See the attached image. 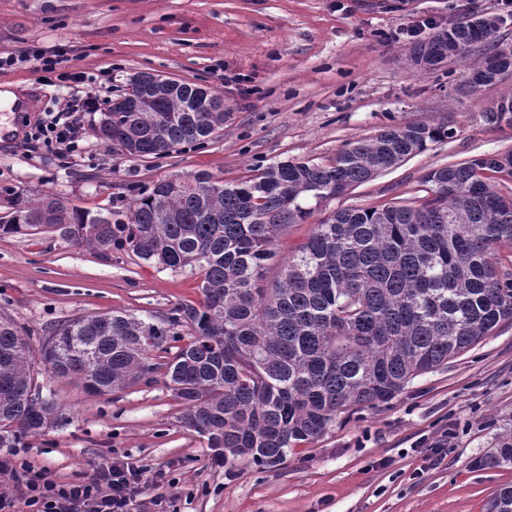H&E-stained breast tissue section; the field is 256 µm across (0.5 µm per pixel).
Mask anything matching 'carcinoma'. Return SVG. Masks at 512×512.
Returning a JSON list of instances; mask_svg holds the SVG:
<instances>
[{"mask_svg": "<svg viewBox=\"0 0 512 512\" xmlns=\"http://www.w3.org/2000/svg\"><path fill=\"white\" fill-rule=\"evenodd\" d=\"M495 37L459 19L409 52L438 66L466 47L460 59L474 74L485 63L475 48L498 49ZM197 89L174 80L146 104L131 87L112 100V128L101 138L138 158L207 141L226 112L194 109ZM455 134L449 121L413 122L351 141L326 163L276 161L232 184L202 172L189 185L140 194L125 221L63 207L54 194L14 196L0 236L46 228L201 277L199 305L165 319L94 314L58 326L42 343L41 364L92 396L153 383L163 370L183 422L223 449L215 457L230 466L278 462L320 438L343 410L395 398L512 321V271L491 258L496 244L512 241V194L491 183L494 174L512 178V151L432 168L416 196L332 211L270 288L266 265L281 232L312 214L308 202L340 196ZM184 325L187 338L177 332ZM159 350L170 354L163 364L151 362ZM36 374L29 344L1 318L0 448H21L63 420ZM508 465L511 437L473 463ZM489 512H512V485L497 490Z\"/></svg>", "mask_w": 512, "mask_h": 512, "instance_id": "1", "label": "carcinoma"}]
</instances>
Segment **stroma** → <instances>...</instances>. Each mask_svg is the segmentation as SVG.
<instances>
[{
    "instance_id": "35a3bbf8",
    "label": "stroma",
    "mask_w": 512,
    "mask_h": 512,
    "mask_svg": "<svg viewBox=\"0 0 512 512\" xmlns=\"http://www.w3.org/2000/svg\"><path fill=\"white\" fill-rule=\"evenodd\" d=\"M474 11L497 17L499 40L512 44V12L500 0H0V53L66 49L84 71L111 72V83L89 90L103 102L127 92L142 71L201 84L223 95L227 114L211 140L162 158L110 150L97 112L85 116L81 147L66 165L53 153L27 151L19 138L0 143V217L12 193L123 214L168 177L207 172L235 183L274 161H327L387 126L453 122V139L289 225L269 262L267 278L275 280L331 211L410 197L431 168L512 148V126L482 117L512 99V75L471 91L465 62L414 67L400 34L425 19L444 27ZM5 84L34 96L33 121L89 92L41 83L31 62L0 70ZM201 299L200 276L188 268L162 270L132 251L104 254L46 229L0 237V317L35 353L55 327L80 316L161 318ZM38 381L66 420L29 438L20 459L62 482L115 459L164 472L166 485L144 483L133 512H152L161 493L174 495V512H486L493 493L512 483V468L472 467L512 436V322L392 400L348 409L315 443L260 466L216 463L163 382L95 397L70 378L43 371ZM450 429L452 449L441 463L416 452Z\"/></svg>"
}]
</instances>
